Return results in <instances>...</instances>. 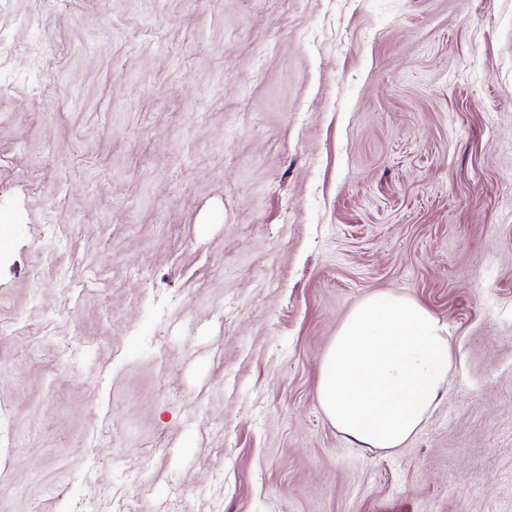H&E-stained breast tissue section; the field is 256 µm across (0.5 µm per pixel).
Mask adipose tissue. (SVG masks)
<instances>
[{"mask_svg":"<svg viewBox=\"0 0 512 512\" xmlns=\"http://www.w3.org/2000/svg\"><path fill=\"white\" fill-rule=\"evenodd\" d=\"M451 362L448 329L426 307L392 292L371 294L326 352L321 407L361 447L399 448L429 416Z\"/></svg>","mask_w":512,"mask_h":512,"instance_id":"adipose-tissue-1","label":"adipose tissue"}]
</instances>
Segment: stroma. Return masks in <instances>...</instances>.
Masks as SVG:
<instances>
[{"label": "stroma", "instance_id": "stroma-1", "mask_svg": "<svg viewBox=\"0 0 512 512\" xmlns=\"http://www.w3.org/2000/svg\"><path fill=\"white\" fill-rule=\"evenodd\" d=\"M409 296L402 448L318 399ZM512 512V0H0V512ZM451 362L448 328L426 307L373 293L349 312L328 347L321 407L362 448H399L429 416Z\"/></svg>", "mask_w": 512, "mask_h": 512}]
</instances>
